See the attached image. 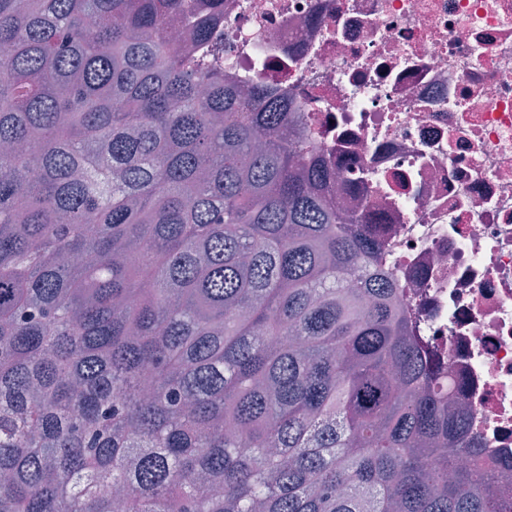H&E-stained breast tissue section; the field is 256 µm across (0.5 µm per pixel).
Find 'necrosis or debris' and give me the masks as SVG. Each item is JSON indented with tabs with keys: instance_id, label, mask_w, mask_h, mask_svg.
I'll use <instances>...</instances> for the list:
<instances>
[{
	"instance_id": "necrosis-or-debris-1",
	"label": "necrosis or debris",
	"mask_w": 512,
	"mask_h": 512,
	"mask_svg": "<svg viewBox=\"0 0 512 512\" xmlns=\"http://www.w3.org/2000/svg\"><path fill=\"white\" fill-rule=\"evenodd\" d=\"M224 77L381 218L386 271L512 496V0H222Z\"/></svg>"
}]
</instances>
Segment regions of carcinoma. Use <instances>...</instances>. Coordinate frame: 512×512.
I'll return each instance as SVG.
<instances>
[{
  "label": "carcinoma",
  "mask_w": 512,
  "mask_h": 512,
  "mask_svg": "<svg viewBox=\"0 0 512 512\" xmlns=\"http://www.w3.org/2000/svg\"><path fill=\"white\" fill-rule=\"evenodd\" d=\"M218 2L0 0V512H512Z\"/></svg>",
  "instance_id": "1"
}]
</instances>
